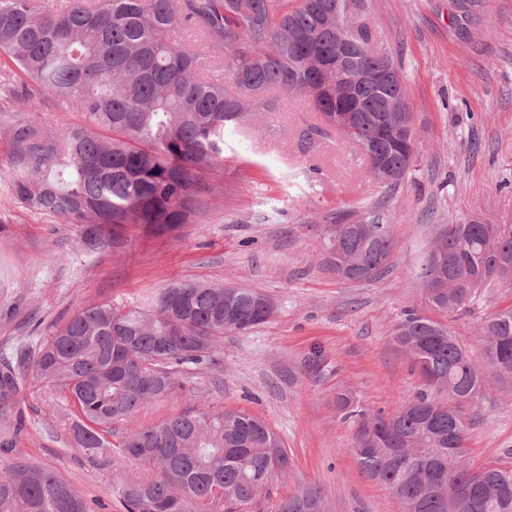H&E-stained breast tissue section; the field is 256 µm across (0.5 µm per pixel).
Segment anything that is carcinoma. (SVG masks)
Wrapping results in <instances>:
<instances>
[{"label":"carcinoma","mask_w":512,"mask_h":512,"mask_svg":"<svg viewBox=\"0 0 512 512\" xmlns=\"http://www.w3.org/2000/svg\"><path fill=\"white\" fill-rule=\"evenodd\" d=\"M336 0H0V135H6L13 177L10 199L19 207L83 225L82 243L95 250L112 241V225L141 224L170 233L192 221L202 187L193 171L224 152V133L265 109V94H308L295 72L316 71L313 60L336 54V36L319 30V6ZM359 13L364 64L392 65L374 55L378 36ZM189 26L207 51L174 34ZM315 35V44L291 43L292 30ZM224 62L214 78L208 59ZM230 81L237 93L224 89ZM34 85H29V82ZM85 115L64 133L18 117L21 100L36 106L41 93ZM363 105L381 115L378 89ZM355 147L369 145L390 162L404 146L380 122L346 132ZM360 236L339 224L342 251L324 241L325 261L355 263L385 273L392 238L388 225ZM449 256L440 288H427L439 313L462 310L479 290L502 279L492 253L512 257V224H449L434 242ZM264 295L177 279L142 306L84 307L40 346L33 371L54 384L76 410L74 439L89 455L112 446V424L144 405L176 395L177 367L210 358L224 335L246 332L272 318ZM483 362L448 326L415 307L404 311L396 340L418 370L426 390L398 412L364 417L355 451L367 478L391 490L404 512H460L457 490L477 504L468 512H512V470H473L467 463L464 409L476 402L484 373L512 385V309L482 327ZM15 388L9 361L0 368V392ZM448 395V401L439 395ZM117 452L156 473L130 478L118 488L124 512H246L277 474H288V453L263 421L242 410L185 412L140 426ZM0 512H90L56 472L22 457L0 465ZM274 512H329L313 487L281 500Z\"/></svg>","instance_id":"1"}]
</instances>
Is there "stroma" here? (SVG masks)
Wrapping results in <instances>:
<instances>
[{
	"label": "stroma",
	"instance_id": "1",
	"mask_svg": "<svg viewBox=\"0 0 512 512\" xmlns=\"http://www.w3.org/2000/svg\"><path fill=\"white\" fill-rule=\"evenodd\" d=\"M414 115L405 177L385 187L364 155L327 129L307 97L267 95L258 116L228 129L224 155L197 171L207 193L192 223L154 235L116 229L90 252L82 227L12 203L0 145V356L44 344L79 310L141 305L176 278L252 288L277 305L271 320L225 336L210 359L181 367L183 388L116 423L130 430L190 410L226 407L263 419L288 452L287 476L247 512L315 487L331 512H403L353 452L366 413L392 414L424 385L395 339L406 309L429 312L421 268L448 224H512V0H366ZM385 224L387 273L340 278L325 263V227ZM512 308V279L493 281L447 324L480 359L482 323ZM73 411L49 382L24 372L0 399V464L24 456L56 470L94 512H124L120 480L139 465L76 448ZM473 468H512V386L487 377L465 410Z\"/></svg>",
	"mask_w": 512,
	"mask_h": 512
}]
</instances>
